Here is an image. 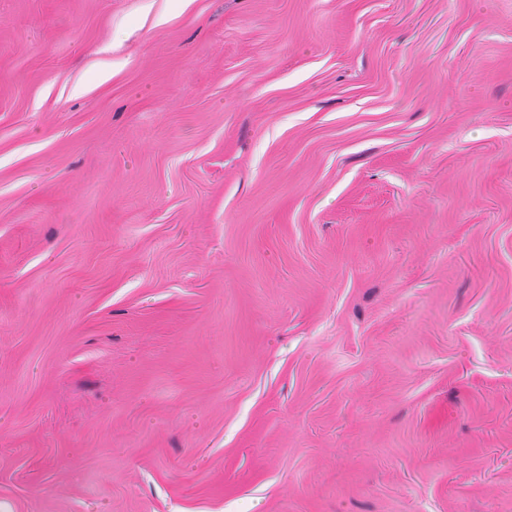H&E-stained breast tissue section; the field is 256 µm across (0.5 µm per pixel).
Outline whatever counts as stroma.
Wrapping results in <instances>:
<instances>
[{
	"label": "stroma",
	"mask_w": 512,
	"mask_h": 512,
	"mask_svg": "<svg viewBox=\"0 0 512 512\" xmlns=\"http://www.w3.org/2000/svg\"><path fill=\"white\" fill-rule=\"evenodd\" d=\"M0 512H512V0H0Z\"/></svg>",
	"instance_id": "obj_1"
}]
</instances>
